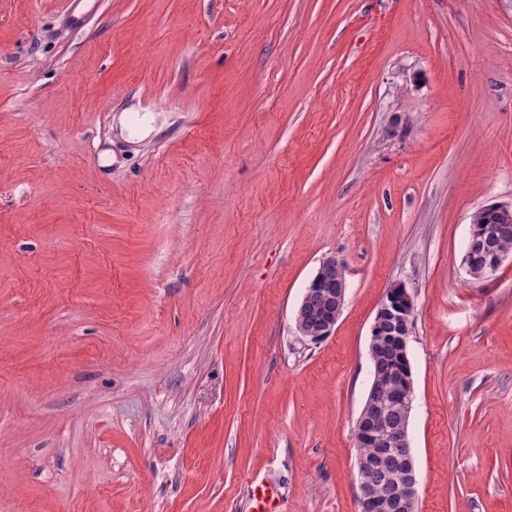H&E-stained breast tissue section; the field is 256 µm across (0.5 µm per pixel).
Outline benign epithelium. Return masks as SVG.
I'll return each instance as SVG.
<instances>
[{"mask_svg":"<svg viewBox=\"0 0 512 512\" xmlns=\"http://www.w3.org/2000/svg\"><path fill=\"white\" fill-rule=\"evenodd\" d=\"M505 258V254L494 250L483 269L469 268L467 272L476 280L485 279L500 269ZM342 268L344 265L341 261L334 257L328 258L323 261L308 284L306 294L302 296L295 314L296 330L302 338L311 341L318 336H329L333 333L345 302L346 280L336 281V271ZM311 291L324 295L327 302L326 308L314 326L304 323L302 319L303 309ZM376 315L386 318L392 324L389 346L402 353L406 352L411 335V317L408 313L401 311L384 297L379 303ZM413 399L412 389L400 387L392 392L386 404L378 401L373 395L369 396L360 412L355 428L357 446H362L363 441L368 440L376 448L395 450L405 470L403 483L389 488L385 496L378 497L371 490V463L361 456L357 457L361 512H403V509L418 495L417 462L411 448L409 429L404 426L390 429L387 426L391 411L395 410L402 415L412 411Z\"/></svg>","mask_w":512,"mask_h":512,"instance_id":"7a95c632","label":"benign epithelium"}]
</instances>
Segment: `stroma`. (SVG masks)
Listing matches in <instances>:
<instances>
[{
	"mask_svg": "<svg viewBox=\"0 0 512 512\" xmlns=\"http://www.w3.org/2000/svg\"><path fill=\"white\" fill-rule=\"evenodd\" d=\"M0 0V512H360L414 298L417 512H512V0ZM345 264L331 336L294 313ZM501 224L504 226L497 234L495 245L502 253L493 250L492 255L489 256L488 262L484 264L481 270L468 268L467 272L475 280L485 279L496 273L502 266L506 256L512 253V217L505 222H501ZM342 268H344L343 263L336 257L327 258L308 284L295 314L296 330L302 338L312 341L317 336H330L333 333L345 302L346 280H340L338 286L336 285V278H338L336 270ZM311 291L320 292L327 302L322 315L317 319L316 326L304 324L302 319L306 304V309L313 319L317 317L323 305L322 295L314 293L309 296ZM382 316L392 324L391 326L387 322H381L376 328L377 339L381 342H385L386 338H389V347H394L399 352L405 353L409 347V338L411 335L410 323L411 317L408 316V311L404 313L399 307H395L392 302L387 298L385 294L379 303L375 318ZM391 332V335H390Z\"/></svg>",
	"mask_w": 512,
	"mask_h": 512,
	"instance_id": "1",
	"label": "stroma"
}]
</instances>
